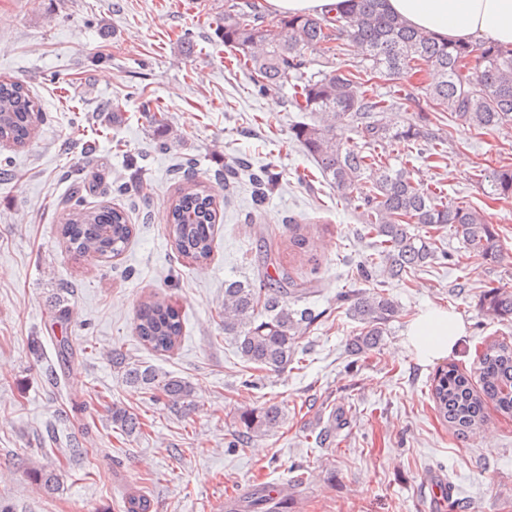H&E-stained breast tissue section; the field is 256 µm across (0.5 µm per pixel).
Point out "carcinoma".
<instances>
[{"mask_svg":"<svg viewBox=\"0 0 512 512\" xmlns=\"http://www.w3.org/2000/svg\"><path fill=\"white\" fill-rule=\"evenodd\" d=\"M224 45L234 51L239 66L262 89L278 88L292 79L293 103L301 112L320 115V122L298 125L293 139L315 161L321 176L354 205L367 234L378 238L376 260L364 262L361 275L381 262L395 278H405L436 259L435 239L411 231L453 228L467 252L487 260L502 256L499 234L481 211L452 204L417 183L404 167L382 162L383 150L396 142L430 146L433 139L424 125L394 130L380 114L393 108L368 89L369 79L390 80L413 70L428 68L437 79L424 88L435 112H447L467 127L497 130L512 126V48L490 42H447L407 25L384 9V0H341L335 15L286 16L269 21L249 3L233 4L224 11L218 30ZM363 52L360 64L346 69L321 70L308 79L294 77L306 54L317 49L343 51L342 39ZM41 119L38 102L23 84L0 80V139L23 147ZM360 125L364 144L349 143L336 122ZM378 167L379 179L361 183L362 173ZM490 195L512 198V165H503L484 176ZM216 219L213 200L189 184L180 189L170 211L169 236L177 252L204 264L213 252ZM132 235L124 211L114 207L76 208L60 227L66 247L97 257L121 255ZM258 289L249 281L224 282V334L232 337L245 363L278 372L296 360L298 336L315 316L309 309H293L316 292L309 282L297 283L279 267ZM349 316L359 324L351 349L365 351L377 345L382 326L398 313V306L375 288L354 289L339 295ZM483 312L501 321H512V291L492 287L483 291ZM136 332L140 341L159 355L172 353L181 341L183 323L172 305L148 299L139 305ZM112 365L126 383L138 386L173 408L190 413L196 408L193 387L185 379L150 365L129 363L112 353ZM429 395L439 418L457 435L468 438L482 431L487 408L512 416V343L492 340L483 349L471 372L454 364L439 368L429 384ZM240 434L231 447L239 448L256 437L280 428L285 413L277 404L240 416ZM112 424L127 436L136 434V414L112 405ZM145 494L130 495L125 512H151ZM241 512H273L266 489L256 490L241 505Z\"/></svg>","mask_w":512,"mask_h":512,"instance_id":"cac0c4a2","label":"carcinoma"}]
</instances>
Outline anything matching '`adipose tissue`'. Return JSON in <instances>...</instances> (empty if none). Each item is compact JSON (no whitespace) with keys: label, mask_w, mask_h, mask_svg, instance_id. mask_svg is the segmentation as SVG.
<instances>
[{"label":"adipose tissue","mask_w":512,"mask_h":512,"mask_svg":"<svg viewBox=\"0 0 512 512\" xmlns=\"http://www.w3.org/2000/svg\"><path fill=\"white\" fill-rule=\"evenodd\" d=\"M387 9L407 24L451 41L476 37L512 45V0H386ZM465 325L441 309L421 312L406 331L417 356L430 361L447 356Z\"/></svg>","instance_id":"adipose-tissue-1"}]
</instances>
